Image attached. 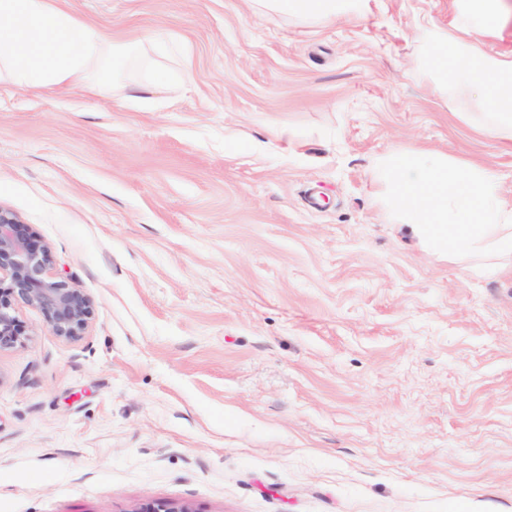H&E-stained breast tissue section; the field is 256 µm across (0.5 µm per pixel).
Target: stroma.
<instances>
[{
	"label": "stroma",
	"mask_w": 512,
	"mask_h": 512,
	"mask_svg": "<svg viewBox=\"0 0 512 512\" xmlns=\"http://www.w3.org/2000/svg\"><path fill=\"white\" fill-rule=\"evenodd\" d=\"M189 88L0 90V206L94 303L83 336L19 303L0 351V512H512V272L421 249L374 203L382 155L443 152L512 192L477 100L430 95L413 21L321 29L244 0H71Z\"/></svg>",
	"instance_id": "1"
}]
</instances>
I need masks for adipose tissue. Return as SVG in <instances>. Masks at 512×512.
Instances as JSON below:
<instances>
[{"label":"adipose tissue","instance_id":"adipose-tissue-1","mask_svg":"<svg viewBox=\"0 0 512 512\" xmlns=\"http://www.w3.org/2000/svg\"><path fill=\"white\" fill-rule=\"evenodd\" d=\"M363 0H246L256 14L293 18L317 27L358 12ZM422 53L417 65L433 93L481 99L491 138L512 141V57L492 55L472 39V29H448L418 20ZM142 52L121 36L89 24L69 0H0V87L34 92L80 88L98 95L123 78Z\"/></svg>","mask_w":512,"mask_h":512}]
</instances>
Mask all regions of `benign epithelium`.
<instances>
[{"label": "benign epithelium", "mask_w": 512, "mask_h": 512, "mask_svg": "<svg viewBox=\"0 0 512 512\" xmlns=\"http://www.w3.org/2000/svg\"><path fill=\"white\" fill-rule=\"evenodd\" d=\"M50 247L14 211L0 206V350L20 343L25 327L13 314L21 301L37 309L57 336L75 340L94 315L91 299L75 283L51 273ZM134 512H193L186 503L149 502Z\"/></svg>", "instance_id": "7a95c632"}]
</instances>
